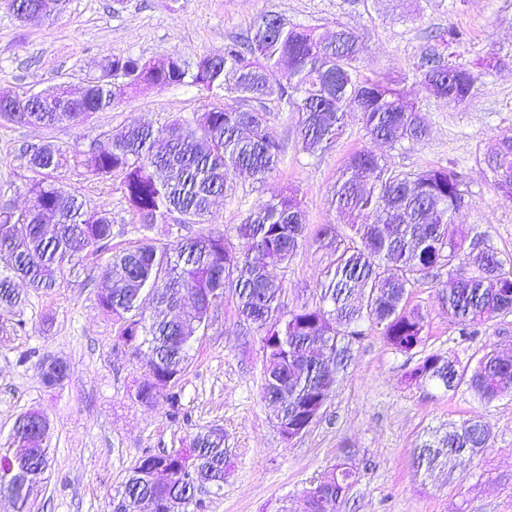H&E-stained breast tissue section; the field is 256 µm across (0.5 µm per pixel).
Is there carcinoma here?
<instances>
[{
    "mask_svg": "<svg viewBox=\"0 0 512 512\" xmlns=\"http://www.w3.org/2000/svg\"><path fill=\"white\" fill-rule=\"evenodd\" d=\"M51 22L66 0H20ZM464 34L454 27L435 33V46L415 63L421 90L454 107L474 96L478 75L472 64L449 51ZM364 46L358 34L336 24L329 39L311 26L294 24L269 11L260 15L242 41L224 44L220 54H203L190 66L175 56L144 61L112 55L93 78L90 94L72 98L56 84L36 98L0 103V120L45 128L78 126L93 114L113 107L143 84L166 88L194 84L226 90L235 104L216 100L189 121L175 117L160 127L119 128L73 163L93 176L120 177L129 208L141 224H203L213 200L235 193L233 175L248 172L264 181L285 153L271 127L268 104L297 114V136L308 154L324 153L341 135L347 112L360 114L364 129L395 147L423 141L430 129L403 88L384 77L362 78L358 64ZM28 157V209L18 212L0 203V331L14 327L9 315L22 302L14 278L36 292L60 286L65 269L87 249H105L112 241V220L104 210L85 208L82 199L57 184L54 172L68 162L56 144L43 141L24 148ZM494 185L512 201V134L499 138L494 152L483 156ZM465 190L446 167L398 171L370 150L353 153L331 195L338 222L316 233L321 248L334 259L319 282L322 305L282 311V281L267 266L286 265L304 246L306 212L299 190L288 186L251 207L237 228L239 247L220 232H200L161 242L144 238L112 256L103 271L110 286L97 294L98 307L112 317L115 334L132 354L146 350L151 380L140 385L134 400L152 407L165 398L178 409L175 391L189 367L192 342L204 335L224 294L235 297L239 315L256 325L262 349L273 361L264 372L262 396L293 425L307 421L306 408L329 400L338 377L347 369L352 345L368 321L387 344L403 353L418 349L425 317L407 308L408 288L420 279L447 271L441 298L463 336H474L490 319L512 313V260L479 248L455 224ZM155 304L147 318L145 301ZM43 383L61 388L69 365L61 358L40 362ZM420 384L446 391L465 384L486 402L512 396V359L485 353L472 373L442 354L420 358L409 373ZM48 422L29 410L13 425L9 445L0 448V494L15 512H31V501L49 465ZM490 432L481 420H467L448 435L424 442L418 464L433 469L452 457L469 466L488 447ZM172 469L158 484L152 471ZM228 471L224 434L200 431L191 447L146 452L136 461L109 501L110 512H134L143 501L153 512L198 507L197 494L220 488ZM357 482L345 463L333 465L311 489L306 512H330Z\"/></svg>",
    "mask_w": 512,
    "mask_h": 512,
    "instance_id": "carcinoma-1",
    "label": "carcinoma"
}]
</instances>
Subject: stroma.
<instances>
[{"label": "stroma", "instance_id": "35a3bbf8", "mask_svg": "<svg viewBox=\"0 0 512 512\" xmlns=\"http://www.w3.org/2000/svg\"><path fill=\"white\" fill-rule=\"evenodd\" d=\"M267 11L323 32L338 23L353 28L366 46L362 75L402 81L431 128L428 140L393 148L373 139L352 112L335 147L310 155L296 137V114L276 113L272 128L286 143L284 162L262 183L234 175V194L216 200L205 228L238 245L236 228L251 207L286 186L299 189L310 237L288 266L270 269L284 284V311L321 302L318 283L329 257L314 236L321 225L335 223L332 188L360 149L403 170L438 165L456 172L467 186L458 223L470 237L512 257V201L502 197L478 162L500 135L512 134V65L484 71L463 109L422 93L413 70L434 32L448 26L467 34L456 48L461 60L511 52L512 0H69L50 23L20 22L0 0V95L37 92L60 82L80 88L109 54L192 62L202 53L223 51L225 42L245 35ZM213 99L199 86L144 85L80 126L0 122V171L15 182L11 204L20 211L31 200L25 145L49 140L78 154L123 126L193 119ZM56 180L88 207L109 213L112 241L65 272L61 287L51 293L18 283L25 302L15 317L22 326L0 333V446L21 413L37 409L50 422V465L33 512H107L110 497L145 451L189 447L197 431L211 428L224 433L230 467L221 490L201 493V512H305L308 491L340 462L359 476L341 512H512V396L488 403L463 387L446 392L405 378L431 353L469 368L491 350L512 357V313L491 319L478 335H460L440 299L438 277L419 280L406 300L426 316L418 352L395 351L378 328L363 324L352 361L321 416L288 441L262 397L266 361L260 334L228 296L193 345L178 387V414L163 401L146 407L133 398L149 378L145 362L118 343L96 292L114 251L145 237L174 238L179 229L136 223L118 180L71 166L59 169ZM47 357L71 365L61 388L41 382L37 364ZM469 419L488 425V448L464 469L450 464L430 475L417 471L416 448Z\"/></svg>", "mask_w": 512, "mask_h": 512}]
</instances>
